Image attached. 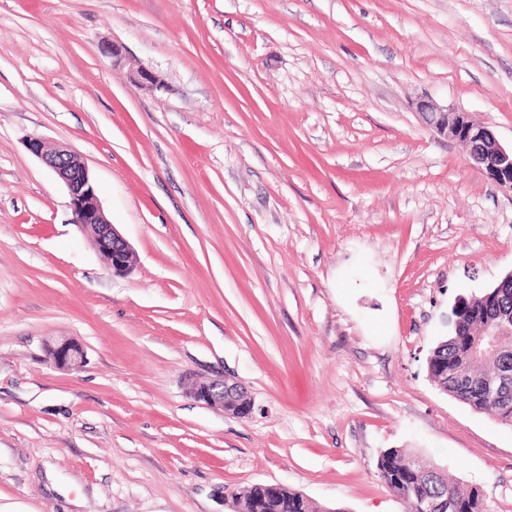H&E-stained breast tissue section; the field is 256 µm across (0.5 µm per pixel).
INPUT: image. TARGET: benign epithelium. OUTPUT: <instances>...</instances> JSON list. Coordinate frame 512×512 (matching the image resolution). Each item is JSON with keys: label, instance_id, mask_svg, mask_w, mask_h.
<instances>
[{"label": "benign epithelium", "instance_id": "7a95c632", "mask_svg": "<svg viewBox=\"0 0 512 512\" xmlns=\"http://www.w3.org/2000/svg\"><path fill=\"white\" fill-rule=\"evenodd\" d=\"M109 54L114 65L127 68L128 80L135 88L147 92L163 89L159 76L128 58L121 45L112 44ZM415 111L438 135L462 145L474 165L484 170L490 179L512 190V147L502 146L489 126L477 122L468 112L439 106L428 98L418 99ZM28 146L65 184L72 223L106 257L112 273L120 275L131 270L134 251L106 217L98 200L97 187L80 156L67 149L49 148L39 137L29 138ZM48 355L54 366L68 371L79 369L85 362L82 345L70 338L50 346ZM187 393L196 402L219 407L236 418H245L252 410L251 397L245 388L224 377L192 379L188 382Z\"/></svg>", "mask_w": 512, "mask_h": 512}]
</instances>
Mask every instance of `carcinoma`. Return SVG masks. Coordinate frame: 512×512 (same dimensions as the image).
<instances>
[{"label":"carcinoma","mask_w":512,"mask_h":512,"mask_svg":"<svg viewBox=\"0 0 512 512\" xmlns=\"http://www.w3.org/2000/svg\"><path fill=\"white\" fill-rule=\"evenodd\" d=\"M488 311L511 322L512 288L503 291L494 285L462 299L452 313L450 336L430 351L426 369L440 390L475 411L493 413L500 424L512 427V408L505 409L489 388L491 380L512 370V335L495 337V352L476 355L471 351L473 343L485 341L484 314ZM409 460L402 450L388 448L376 463L378 479L404 503L406 512H423L428 502L448 496L459 504L460 512H489L478 488L461 489L433 467L422 463L408 467ZM237 504L240 512H328L286 486L254 485L237 496Z\"/></svg>","instance_id":"cac0c4a2"}]
</instances>
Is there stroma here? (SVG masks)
I'll return each instance as SVG.
<instances>
[{
	"instance_id": "1",
	"label": "stroma",
	"mask_w": 512,
	"mask_h": 512,
	"mask_svg": "<svg viewBox=\"0 0 512 512\" xmlns=\"http://www.w3.org/2000/svg\"><path fill=\"white\" fill-rule=\"evenodd\" d=\"M421 97L512 145V0H0V512H229L257 484L405 512L388 448L512 512V428L426 372L512 271V192ZM32 136L82 156L129 273ZM108 51L112 55V63L115 66L127 67L128 80L135 88L147 92H155L164 88L159 76L135 60L128 58L121 45L112 44V48ZM48 358L57 368L74 371L85 362V351L81 344L70 338H63L49 347ZM187 393L196 402L219 407L236 418H245L252 410L251 397L245 388L224 377L204 381L191 379L188 382Z\"/></svg>"
}]
</instances>
